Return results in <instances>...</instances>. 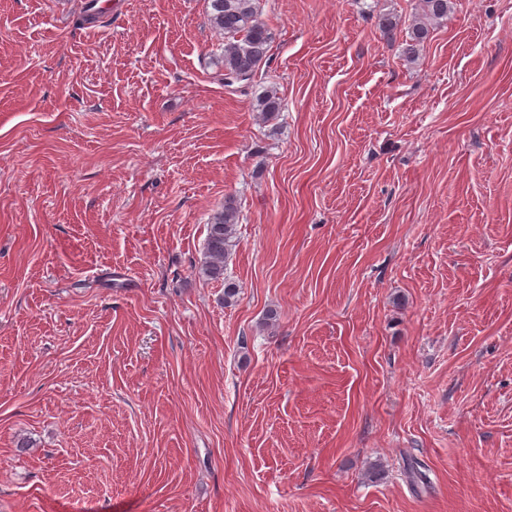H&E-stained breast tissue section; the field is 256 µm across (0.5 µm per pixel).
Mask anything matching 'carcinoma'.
I'll return each instance as SVG.
<instances>
[{
    "instance_id": "obj_1",
    "label": "carcinoma",
    "mask_w": 512,
    "mask_h": 512,
    "mask_svg": "<svg viewBox=\"0 0 512 512\" xmlns=\"http://www.w3.org/2000/svg\"><path fill=\"white\" fill-rule=\"evenodd\" d=\"M207 20L221 42L213 61L224 71V86L241 88L254 83L261 64L269 59L274 33L259 15L258 0H207ZM450 0H422L421 10L408 24L404 56L410 62L419 58L431 30L448 20ZM282 110V99L275 89H265L257 99V111L272 116ZM239 210L234 199H224V206L208 222L204 260L199 274L224 283V304L238 301L237 284L225 274L232 248Z\"/></svg>"
}]
</instances>
